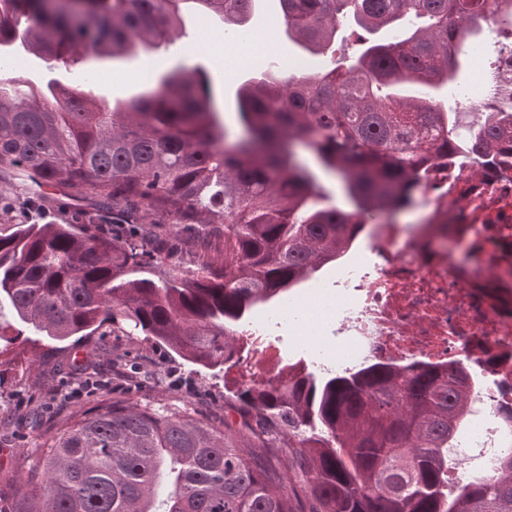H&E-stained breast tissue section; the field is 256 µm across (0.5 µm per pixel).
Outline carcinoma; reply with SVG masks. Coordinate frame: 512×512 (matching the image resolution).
<instances>
[{"label":"carcinoma","mask_w":512,"mask_h":512,"mask_svg":"<svg viewBox=\"0 0 512 512\" xmlns=\"http://www.w3.org/2000/svg\"><path fill=\"white\" fill-rule=\"evenodd\" d=\"M257 0H87L76 18L53 0H0V58L17 47L64 66L155 52L185 15L243 31ZM288 39L317 55L349 23L370 42L349 64L285 77L267 66L237 89L240 134L213 103L207 75L177 69L153 88L108 104L82 87L0 79V176L23 197L0 201V376L36 362L15 351L25 331L71 351L109 321L164 345L203 371L229 370L241 324L279 304L343 258L365 222L408 208L459 152L454 114L408 83L435 88L459 70L458 47L494 15L512 35V0H279ZM507 118L486 112L469 152L496 161ZM341 176L354 209L318 202L314 174L294 146ZM77 186L93 210L41 224L30 185ZM103 216L121 237L96 230ZM224 239L221 258L187 267L174 231ZM153 267L151 276L141 268ZM100 394L43 437L20 508L3 512H512V454L493 476L455 481L450 448L469 424L470 378L439 370L369 366L315 377L289 363L237 382L224 404L263 438L237 439L224 423ZM278 443L280 468L266 461Z\"/></svg>","instance_id":"obj_1"}]
</instances>
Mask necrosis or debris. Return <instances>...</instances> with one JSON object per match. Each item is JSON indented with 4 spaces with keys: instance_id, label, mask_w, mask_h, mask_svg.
I'll return each instance as SVG.
<instances>
[{
    "instance_id": "necrosis-or-debris-1",
    "label": "necrosis or debris",
    "mask_w": 512,
    "mask_h": 512,
    "mask_svg": "<svg viewBox=\"0 0 512 512\" xmlns=\"http://www.w3.org/2000/svg\"><path fill=\"white\" fill-rule=\"evenodd\" d=\"M414 206L424 213L420 223L367 225L362 246L371 258L337 264L335 299L324 297L328 283L320 279L297 292L305 316L294 333L335 321L344 343L317 354L339 373L462 365L474 383L455 476H467L472 461L492 475L512 452L502 425L512 413V154L476 170L449 167ZM291 315L287 307L276 317ZM273 318L241 326L236 373L266 376L282 361Z\"/></svg>"
}]
</instances>
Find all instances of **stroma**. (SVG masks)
Instances as JSON below:
<instances>
[{
	"label": "stroma",
	"mask_w": 512,
	"mask_h": 512,
	"mask_svg": "<svg viewBox=\"0 0 512 512\" xmlns=\"http://www.w3.org/2000/svg\"><path fill=\"white\" fill-rule=\"evenodd\" d=\"M185 29V38L157 52L159 72L203 68L210 78L222 121L231 132H238L236 91L252 70L238 53L233 32L225 30L220 20L192 14L185 18ZM247 32L254 41L273 38L279 52L302 60L310 72L329 66L336 56L350 57L361 49L351 39L321 56L303 52L283 32L278 0H261ZM219 43L224 46V58L220 61L211 51ZM138 66L135 59L88 57L82 63L65 67L25 53L0 61V71L21 70L31 84L83 86L108 101L126 99L144 90V83L134 77ZM94 343L96 349L88 355L87 362L97 379L110 387L113 400L134 398L171 411L188 409L204 419L226 421L230 432L240 430L239 414L224 409L223 376L202 373L196 365L172 356L164 346L123 335L108 325L102 327ZM116 352L126 354L128 363L124 368L113 366L112 355ZM96 406V400L74 383L64 352L48 349L32 371L12 374L0 387V496L9 497L30 475L45 430L61 423L73 409L91 412Z\"/></svg>",
	"instance_id": "1"
}]
</instances>
